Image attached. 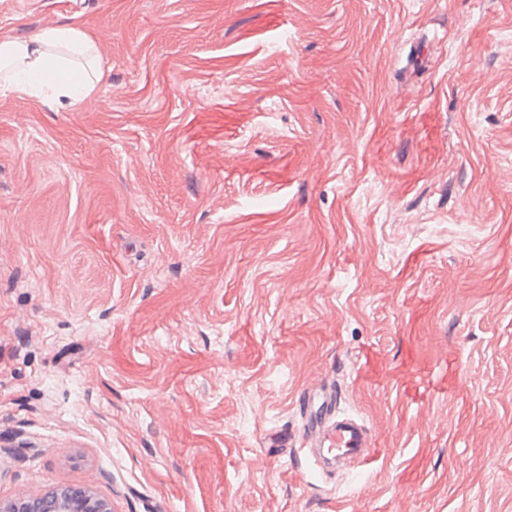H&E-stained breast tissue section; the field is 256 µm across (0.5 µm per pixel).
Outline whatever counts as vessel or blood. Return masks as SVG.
<instances>
[{
	"mask_svg": "<svg viewBox=\"0 0 512 512\" xmlns=\"http://www.w3.org/2000/svg\"><path fill=\"white\" fill-rule=\"evenodd\" d=\"M332 389L319 386L306 390L301 434L291 442L302 456L315 465L341 460L354 468L372 455V443L365 426L350 417L337 415Z\"/></svg>",
	"mask_w": 512,
	"mask_h": 512,
	"instance_id": "obj_1",
	"label": "vessel or blood"
}]
</instances>
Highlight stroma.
<instances>
[{
  "instance_id": "35a3bbf8",
  "label": "stroma",
  "mask_w": 512,
  "mask_h": 512,
  "mask_svg": "<svg viewBox=\"0 0 512 512\" xmlns=\"http://www.w3.org/2000/svg\"><path fill=\"white\" fill-rule=\"evenodd\" d=\"M0 499L512 512V0H0ZM334 385L375 452L267 448ZM60 51L67 54L60 55ZM72 55L85 61L92 75L76 70ZM46 73L52 77L46 78ZM102 75L95 41L81 29L53 26L31 38L0 36L1 95H24L44 103L64 101L79 108L93 98Z\"/></svg>"
}]
</instances>
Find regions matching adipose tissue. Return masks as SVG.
Masks as SVG:
<instances>
[{
	"mask_svg": "<svg viewBox=\"0 0 512 512\" xmlns=\"http://www.w3.org/2000/svg\"><path fill=\"white\" fill-rule=\"evenodd\" d=\"M103 72L86 31L53 26L34 37L0 36V93L79 108L94 96Z\"/></svg>",
	"mask_w": 512,
	"mask_h": 512,
	"instance_id": "adipose-tissue-1",
	"label": "adipose tissue"
}]
</instances>
